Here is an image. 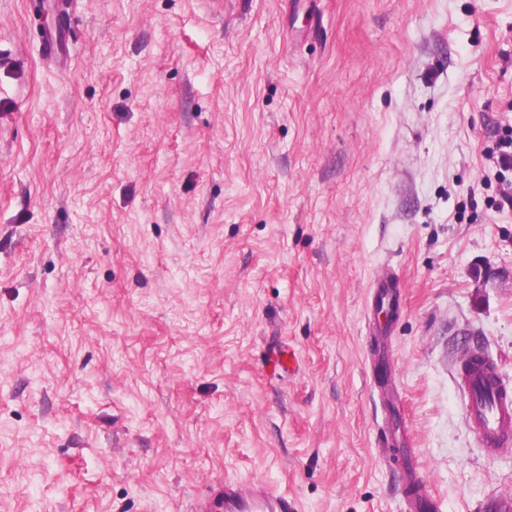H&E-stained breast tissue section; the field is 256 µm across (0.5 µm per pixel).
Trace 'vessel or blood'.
<instances>
[{
  "instance_id": "vessel-or-blood-1",
  "label": "vessel or blood",
  "mask_w": 512,
  "mask_h": 512,
  "mask_svg": "<svg viewBox=\"0 0 512 512\" xmlns=\"http://www.w3.org/2000/svg\"><path fill=\"white\" fill-rule=\"evenodd\" d=\"M399 288L391 276L376 277L371 286L372 309L397 306ZM496 367L481 366L461 374L467 393L466 413L483 446L498 451L512 444V391L496 380ZM410 512H443L441 498L423 487L414 465L403 468ZM190 512H299L295 499L257 482L224 480L197 496Z\"/></svg>"
}]
</instances>
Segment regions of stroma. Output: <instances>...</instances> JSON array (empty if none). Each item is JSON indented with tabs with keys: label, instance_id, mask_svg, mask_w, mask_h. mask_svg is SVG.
<instances>
[{
	"label": "stroma",
	"instance_id": "1",
	"mask_svg": "<svg viewBox=\"0 0 512 512\" xmlns=\"http://www.w3.org/2000/svg\"><path fill=\"white\" fill-rule=\"evenodd\" d=\"M1 48L0 512H187L224 477L404 512L381 270L426 485L512 500L459 383L478 346L512 388V0H0ZM399 288L390 275L378 276L371 286V308L379 315V308L397 309Z\"/></svg>",
	"mask_w": 512,
	"mask_h": 512
}]
</instances>
